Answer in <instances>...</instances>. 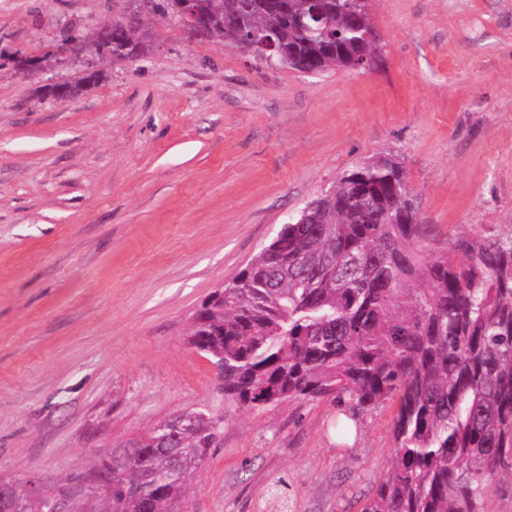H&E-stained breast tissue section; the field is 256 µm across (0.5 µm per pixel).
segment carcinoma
I'll list each match as a JSON object with an SVG mask.
<instances>
[{"instance_id": "obj_1", "label": "carcinoma", "mask_w": 512, "mask_h": 512, "mask_svg": "<svg viewBox=\"0 0 512 512\" xmlns=\"http://www.w3.org/2000/svg\"><path fill=\"white\" fill-rule=\"evenodd\" d=\"M375 0H193L204 41L320 75L382 61ZM146 46L112 28L122 59ZM194 317L191 343L248 411L296 399L394 404V453L363 512H481L512 480V237L425 245L406 168L379 156L308 202ZM216 423L185 411L100 459L105 512H181Z\"/></svg>"}]
</instances>
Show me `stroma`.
Returning a JSON list of instances; mask_svg holds the SVG:
<instances>
[{
    "instance_id": "stroma-1",
    "label": "stroma",
    "mask_w": 512,
    "mask_h": 512,
    "mask_svg": "<svg viewBox=\"0 0 512 512\" xmlns=\"http://www.w3.org/2000/svg\"><path fill=\"white\" fill-rule=\"evenodd\" d=\"M125 0H0V477L61 488L114 445L199 410L218 423L185 512H362L394 405L248 412L192 319L314 198L402 161L429 246L512 234V0H376L383 63L271 68L145 16V55L56 54ZM42 58L28 74L20 60ZM96 71L66 101L49 80Z\"/></svg>"
}]
</instances>
